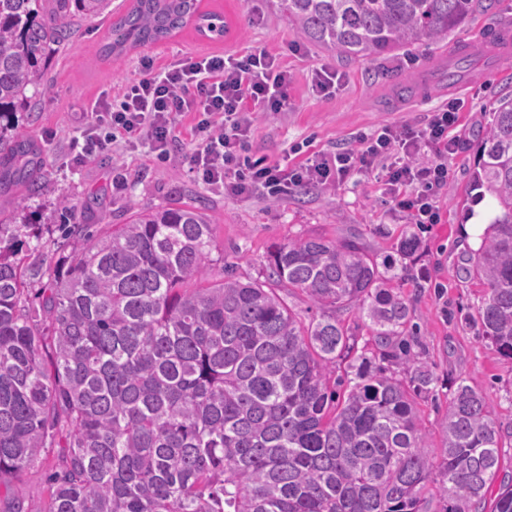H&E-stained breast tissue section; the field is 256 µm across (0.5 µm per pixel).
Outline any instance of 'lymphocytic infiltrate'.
<instances>
[{"instance_id":"obj_1","label":"lymphocytic infiltrate","mask_w":512,"mask_h":512,"mask_svg":"<svg viewBox=\"0 0 512 512\" xmlns=\"http://www.w3.org/2000/svg\"><path fill=\"white\" fill-rule=\"evenodd\" d=\"M140 70L119 102L92 103L81 158L94 156L120 135L148 140L167 154L178 124L189 115L197 136L190 162L213 187L279 201L302 187L340 186L353 175L374 176L416 223L440 222L435 192L447 183L448 157L458 146L450 135L458 121L456 100L421 124H386L356 135L353 148L318 151L284 168L246 155L254 113L288 108V72L275 57L258 49L227 57L186 54L160 66L146 56Z\"/></svg>"}]
</instances>
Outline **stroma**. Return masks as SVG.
Returning <instances> with one entry per match:
<instances>
[{"label": "stroma", "instance_id": "1", "mask_svg": "<svg viewBox=\"0 0 512 512\" xmlns=\"http://www.w3.org/2000/svg\"><path fill=\"white\" fill-rule=\"evenodd\" d=\"M131 5L132 0H112L100 17L70 18L71 41L54 50L47 62L50 97L41 99L36 111L15 115L19 129L34 140L47 164L46 181L39 193L30 196L25 210L43 245L40 253H29V260L56 252L61 238L49 216L63 195L72 204V223L96 230L127 223L132 204L205 206L214 222L217 252L224 257L207 268L210 278L220 277L228 265L241 281L262 279L272 247L291 239L354 238L371 254L387 258L395 255L402 238L416 237L420 248L408 263L409 275L397 286L412 311L414 350L438 378L432 396L419 405L428 456L436 460L441 455L440 423L457 378H465L490 397L498 421L512 423V360L497 355L478 326L465 322V315L481 304L484 288L458 273L463 257L480 245L478 236L467 233V225L489 223L496 209L492 197L472 198L470 177L490 110L499 99H512V45L490 55L480 40L493 28L512 23V0H499L493 11L472 15L464 27L438 43L409 46L370 61L341 57L308 43L291 51L299 36L273 0H201L200 10L223 14L224 37L213 39L189 26L164 41L101 59L99 47L112 21ZM466 41L472 45L471 67L462 79L447 83L441 70L454 58L457 45ZM254 47L276 56L287 68L290 83L286 111L258 114L250 153L284 165L298 163L294 147L306 144L314 151L345 147L356 132L417 121L449 99H460L459 120L452 131L459 149L448 159V183L437 196L441 222L409 223L384 194L382 184L362 176L335 190L302 188L280 202L258 194H224L203 183L192 169L187 154L195 136L186 124L164 157L143 139H117L86 160L72 151V142L86 129L87 105L120 98L127 82L139 78L141 57L155 56L161 66L183 53L227 55ZM321 66L343 75L342 86L328 98L311 90V72ZM422 76L427 79L423 100L396 101L401 81ZM58 455V450H51L7 485H0V512H8L17 500L27 505L45 501L47 473Z\"/></svg>", "mask_w": 512, "mask_h": 512}]
</instances>
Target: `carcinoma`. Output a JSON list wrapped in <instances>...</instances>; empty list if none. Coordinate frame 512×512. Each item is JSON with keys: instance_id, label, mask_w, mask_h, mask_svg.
Listing matches in <instances>:
<instances>
[{"instance_id": "obj_1", "label": "carcinoma", "mask_w": 512, "mask_h": 512, "mask_svg": "<svg viewBox=\"0 0 512 512\" xmlns=\"http://www.w3.org/2000/svg\"><path fill=\"white\" fill-rule=\"evenodd\" d=\"M0 0V118L46 94L43 61L66 19L102 15L109 0ZM497 0H277L307 43L371 58L434 44ZM197 19L224 36L198 0H133L112 22L104 57L154 44ZM45 160L0 124V184L34 194ZM471 188L497 213L459 274L486 287L470 319L512 360V99L492 108ZM87 232L57 260L23 262L24 224H0V476L16 475L63 440L38 512H482L496 480L503 425L488 397L456 382L441 423L442 461L425 455L418 401L436 384L398 338L411 321L393 281L418 248L402 239L378 261L350 238L274 246L264 281L196 278L213 262L212 219L194 205L139 209ZM39 285L35 299L30 286ZM322 310L304 322L280 289ZM369 320L377 358L357 353L336 318ZM50 362H45L44 356ZM409 365L408 384L384 363ZM347 368L336 375V367ZM493 512H512L501 481Z\"/></svg>"}]
</instances>
